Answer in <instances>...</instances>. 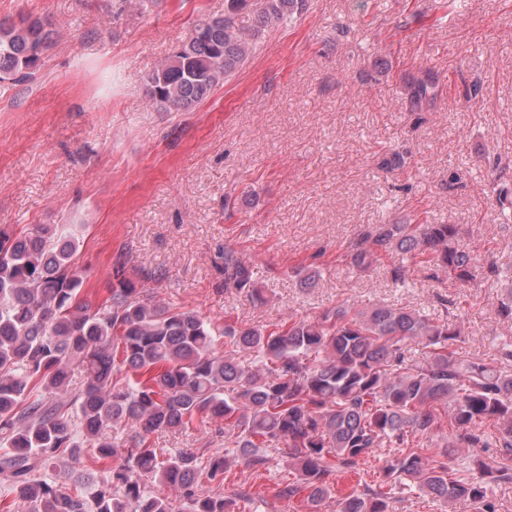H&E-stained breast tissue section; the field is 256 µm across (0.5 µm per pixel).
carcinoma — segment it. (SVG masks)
<instances>
[{"instance_id": "obj_1", "label": "carcinoma", "mask_w": 512, "mask_h": 512, "mask_svg": "<svg viewBox=\"0 0 512 512\" xmlns=\"http://www.w3.org/2000/svg\"><path fill=\"white\" fill-rule=\"evenodd\" d=\"M225 2L224 15L197 23L202 33L148 76L160 109L188 111L205 100L245 62L262 28L306 6ZM252 6L258 26L246 34L235 16ZM54 35L40 18L1 22L0 83L31 77ZM432 87L430 76L416 79L412 98L422 101ZM78 247L64 224L0 228V488L14 494L18 512H172L149 481L174 490L183 512H229L247 496L220 492L235 460L258 472L279 446L292 473L280 496L304 493L316 510L332 498L333 477L362 471L388 447L381 480L336 499V512H391L394 495L406 491L497 512L487 487L512 481L511 345L486 363L463 353L462 323L387 305L290 316L272 329L220 326L191 309L136 299L140 289L118 272L94 306L72 262ZM349 258L359 271L390 259L396 285L405 283L406 259L463 284L472 277L455 224H377ZM224 288L267 299L232 250L224 252ZM75 366L84 373L78 391ZM218 420L222 451L152 446L155 434ZM118 428L130 433L126 448L109 441ZM485 448L501 452L485 456ZM90 450L110 464L64 491L70 472L58 470L59 461Z\"/></svg>"}]
</instances>
